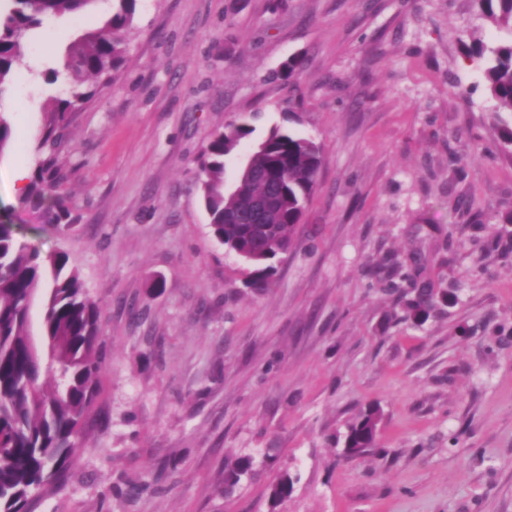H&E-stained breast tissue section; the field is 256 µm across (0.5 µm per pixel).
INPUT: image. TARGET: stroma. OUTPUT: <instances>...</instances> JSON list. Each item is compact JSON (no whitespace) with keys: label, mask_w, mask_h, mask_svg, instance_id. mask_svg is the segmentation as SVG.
Listing matches in <instances>:
<instances>
[{"label":"stroma","mask_w":512,"mask_h":512,"mask_svg":"<svg viewBox=\"0 0 512 512\" xmlns=\"http://www.w3.org/2000/svg\"><path fill=\"white\" fill-rule=\"evenodd\" d=\"M30 31L9 98L0 222L66 252L108 324L95 413L32 512H512V209L503 150L460 37L493 27L474 0H137L117 77L70 113L59 155L70 228L33 223L10 177L35 168L68 35ZM295 79L279 77L294 55ZM292 129L323 147L299 246L262 296L211 234L196 188L215 129ZM420 253L457 298L390 323L371 276ZM379 403L376 448L345 459L353 414ZM275 460H268L267 452ZM253 458L224 488V462ZM292 495L270 504L282 471Z\"/></svg>","instance_id":"obj_1"}]
</instances>
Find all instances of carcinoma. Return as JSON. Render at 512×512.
<instances>
[{
	"label": "carcinoma",
	"mask_w": 512,
	"mask_h": 512,
	"mask_svg": "<svg viewBox=\"0 0 512 512\" xmlns=\"http://www.w3.org/2000/svg\"><path fill=\"white\" fill-rule=\"evenodd\" d=\"M481 15L499 32L491 43L480 38L468 46L467 58L478 63L493 112L512 115V0H476ZM89 0H0V99L25 66L26 34L52 16H78ZM136 0H117L112 13L95 29L80 31L67 44L62 66L47 79L63 80L64 92L47 107L50 115L40 157L21 204L31 219L60 231L70 211L59 178L56 149L69 113L94 94L89 81L107 82L125 60L124 33L133 25ZM255 128L230 124L212 134L201 153L198 189L215 240L240 262L243 284L255 295L271 287L278 264L293 250L297 229L317 182L322 146L309 137L278 127L255 141L249 152L258 178L224 191V159ZM281 198L268 206L267 231L247 237L240 225L271 185ZM395 297L396 322H423L448 302V294L407 270L396 258L377 269ZM41 296V336L31 334V306ZM105 313L90 296L79 272L63 251L43 252L18 236L14 225L0 223V512H31L47 486L61 480L79 447L95 405L102 368ZM384 418L378 403L360 409L346 426L342 452L362 455L375 446ZM248 455L224 464V484L233 489L251 472ZM294 491L285 471L269 487L275 506Z\"/></svg>",
	"instance_id": "cac0c4a2"
}]
</instances>
